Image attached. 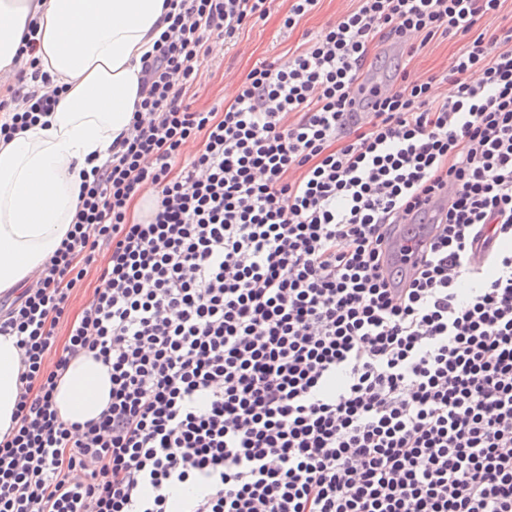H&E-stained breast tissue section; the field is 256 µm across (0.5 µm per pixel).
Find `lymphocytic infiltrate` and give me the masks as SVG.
<instances>
[{
  "label": "lymphocytic infiltrate",
  "instance_id": "f902f5d3",
  "mask_svg": "<svg viewBox=\"0 0 512 512\" xmlns=\"http://www.w3.org/2000/svg\"><path fill=\"white\" fill-rule=\"evenodd\" d=\"M502 2L357 0L194 109L208 37L237 40L272 0H165L131 135L81 172L34 287L0 300L24 364L0 512H512V31L477 26ZM37 29L0 97L6 140L64 91ZM451 36L449 96L402 68L364 88L377 40L410 60ZM445 188L405 276L392 231ZM80 355L108 368L110 403L68 424L54 394Z\"/></svg>",
  "mask_w": 512,
  "mask_h": 512
}]
</instances>
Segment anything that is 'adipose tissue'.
<instances>
[{
	"label": "adipose tissue",
	"mask_w": 512,
	"mask_h": 512,
	"mask_svg": "<svg viewBox=\"0 0 512 512\" xmlns=\"http://www.w3.org/2000/svg\"><path fill=\"white\" fill-rule=\"evenodd\" d=\"M37 19L35 51L66 84L47 127L0 140V292H21L54 254L79 204L80 172L126 136L141 99L143 58L166 29L164 0H0V73L12 72L21 37ZM22 356L0 335V437L12 428ZM102 363L71 360L54 395L60 419L83 423L108 406Z\"/></svg>",
	"instance_id": "adipose-tissue-1"
}]
</instances>
